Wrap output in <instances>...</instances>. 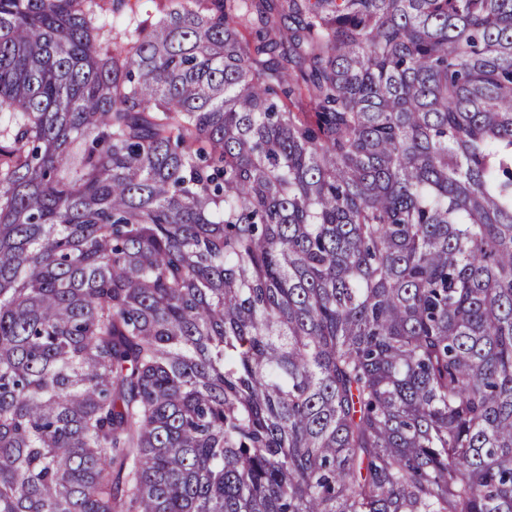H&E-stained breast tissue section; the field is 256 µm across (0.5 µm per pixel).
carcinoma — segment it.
<instances>
[{"instance_id": "carcinoma-1", "label": "carcinoma", "mask_w": 512, "mask_h": 512, "mask_svg": "<svg viewBox=\"0 0 512 512\" xmlns=\"http://www.w3.org/2000/svg\"><path fill=\"white\" fill-rule=\"evenodd\" d=\"M129 3L0 0V512H512V0Z\"/></svg>"}]
</instances>
